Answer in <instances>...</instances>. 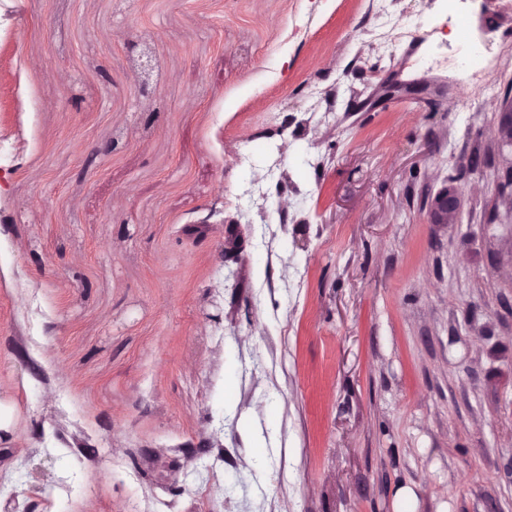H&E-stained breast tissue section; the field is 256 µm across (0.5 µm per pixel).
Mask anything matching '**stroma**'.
Here are the masks:
<instances>
[{
    "label": "stroma",
    "mask_w": 512,
    "mask_h": 512,
    "mask_svg": "<svg viewBox=\"0 0 512 512\" xmlns=\"http://www.w3.org/2000/svg\"><path fill=\"white\" fill-rule=\"evenodd\" d=\"M486 5L0 0V512H512ZM461 214V196L454 189L447 187L431 198L428 205L430 223L448 224L459 223ZM11 415H12V409L7 406L2 407V403L0 404V440L2 445V440L7 439L6 446H10V448L2 447L0 448V458L3 460L5 458H8L12 456V446L15 444H19L21 442V435L19 433H12L11 430H9L10 421H11ZM5 432V433H4ZM8 436H7V435ZM4 436H7L4 438Z\"/></svg>",
    "instance_id": "obj_1"
}]
</instances>
